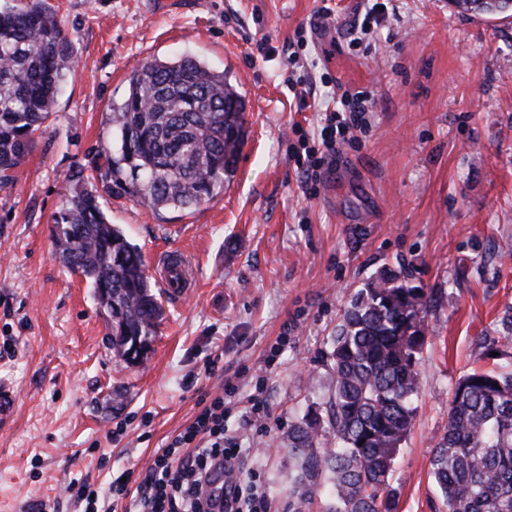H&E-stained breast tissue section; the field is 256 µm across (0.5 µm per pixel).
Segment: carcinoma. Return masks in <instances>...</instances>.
Wrapping results in <instances>:
<instances>
[{
	"label": "carcinoma",
	"mask_w": 512,
	"mask_h": 512,
	"mask_svg": "<svg viewBox=\"0 0 512 512\" xmlns=\"http://www.w3.org/2000/svg\"><path fill=\"white\" fill-rule=\"evenodd\" d=\"M452 2L501 14L497 0ZM73 61V42L46 0L0 8V181L46 128ZM244 112L224 73L190 56L148 61L132 72L128 96L112 113L113 142L94 180L157 216L197 208L236 170ZM52 233L60 261L89 281L96 300L112 289V353L135 363L164 320L140 248L106 220L81 175L69 184ZM430 306L402 268H383L353 295L329 354L327 407L309 410L283 443L293 459V512H309L326 491L324 512H397L393 467L415 420ZM327 432L336 446L323 442ZM430 472L445 512H512V373L473 369L459 377Z\"/></svg>",
	"instance_id": "carcinoma-1"
}]
</instances>
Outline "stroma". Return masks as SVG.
I'll use <instances>...</instances> for the list:
<instances>
[{"label":"stroma","instance_id":"stroma-1","mask_svg":"<svg viewBox=\"0 0 512 512\" xmlns=\"http://www.w3.org/2000/svg\"><path fill=\"white\" fill-rule=\"evenodd\" d=\"M49 2L76 63L47 130L0 183V343L15 341L0 381L18 393L0 427V512H76L71 479L104 489L146 472L218 394L225 447L240 449L272 512H292L278 441L325 408L342 311L385 266L433 297L415 425L394 466L398 512H440L429 458L455 381L512 371V18L394 0L356 46L363 0ZM184 56L236 86L247 136L223 192L193 211L158 218L102 198L149 276L173 256L197 262L186 295L163 299L147 357L128 364L91 288L56 257L51 225L71 175L102 164L132 71ZM303 65L336 94L374 95L313 194L295 158L313 147L320 112L297 111L288 90Z\"/></svg>","mask_w":512,"mask_h":512}]
</instances>
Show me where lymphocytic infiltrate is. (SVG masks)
<instances>
[{"mask_svg": "<svg viewBox=\"0 0 512 512\" xmlns=\"http://www.w3.org/2000/svg\"><path fill=\"white\" fill-rule=\"evenodd\" d=\"M370 101L369 93L359 91L325 107L320 150H308L297 159L308 185L316 184L326 158L350 141ZM237 456V449L224 445V398L218 395L183 432L155 452L148 472L136 479V485L128 483L133 477L129 470L112 479L104 493L83 481L76 503L80 512H111L112 503L119 501L124 512H271L264 492L256 489L244 494ZM217 467L224 470L218 496L209 490L211 471Z\"/></svg>", "mask_w": 512, "mask_h": 512, "instance_id": "1", "label": "lymphocytic infiltrate"}]
</instances>
